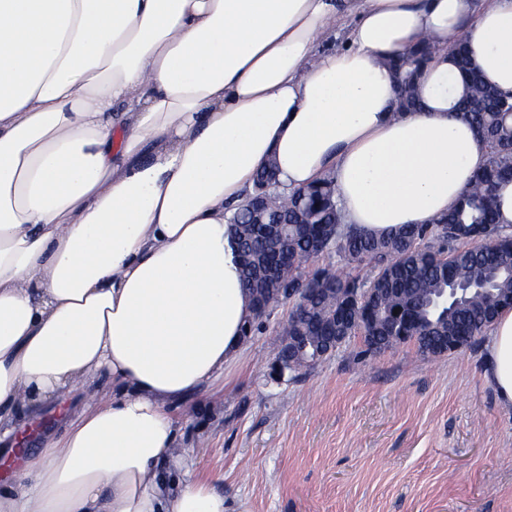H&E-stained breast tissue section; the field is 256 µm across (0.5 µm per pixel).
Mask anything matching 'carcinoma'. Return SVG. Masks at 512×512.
I'll return each instance as SVG.
<instances>
[{"label": "carcinoma", "instance_id": "carcinoma-1", "mask_svg": "<svg viewBox=\"0 0 512 512\" xmlns=\"http://www.w3.org/2000/svg\"><path fill=\"white\" fill-rule=\"evenodd\" d=\"M434 52V45L423 40L407 56L390 62L409 105L418 102L416 81ZM460 78L463 88L453 110L478 135L491 140L494 148L470 190L432 224L381 235L346 224L334 200L330 175L311 185L300 205L283 201L278 185L268 189L269 213L288 222V235L277 244L265 241L261 225L248 223L249 202L231 214V245L250 305L280 303L263 292L265 288L318 285L305 314L299 318L290 314L281 324V336H300L305 347V363L296 364L294 371L321 362L322 342L336 335L331 315L341 311L342 301L357 288L377 286L385 292L373 300L370 319L360 327H349L348 336H362L370 348L380 341L384 351L394 348L400 336L399 342L414 344L426 356H438L442 333L461 336L468 345L486 332L501 309L512 307V299L498 298L503 289L512 293V235L498 228L495 213L496 188L501 180L512 179V123L499 120L497 88L485 84L476 67L465 70ZM300 224L333 225L321 255L368 262L372 275L361 280L327 267H312L311 261L298 256L309 247L299 234ZM478 227L493 233L492 248L476 246L472 229ZM484 283L490 284L493 293L478 290ZM466 285L470 287L466 297L452 305L446 301L448 289ZM396 309L402 317L394 316Z\"/></svg>", "mask_w": 512, "mask_h": 512}]
</instances>
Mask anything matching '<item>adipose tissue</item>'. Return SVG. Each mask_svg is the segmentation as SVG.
<instances>
[{"instance_id":"ef3b65f1","label":"adipose tissue","mask_w":512,"mask_h":512,"mask_svg":"<svg viewBox=\"0 0 512 512\" xmlns=\"http://www.w3.org/2000/svg\"><path fill=\"white\" fill-rule=\"evenodd\" d=\"M457 37L512 91V0H0V411L119 388L34 455L0 425V512H226L167 406L242 354L229 210L272 159L290 190L333 173L357 227L441 217L489 158L450 113ZM423 38L425 108L395 114L384 62ZM484 351L512 410V309Z\"/></svg>"}]
</instances>
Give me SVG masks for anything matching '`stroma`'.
<instances>
[{
    "label": "stroma",
    "instance_id": "35a3bbf8",
    "mask_svg": "<svg viewBox=\"0 0 512 512\" xmlns=\"http://www.w3.org/2000/svg\"><path fill=\"white\" fill-rule=\"evenodd\" d=\"M276 306L221 379L169 405L194 478L227 512H512V412L482 377L485 337L421 355L355 336L271 376Z\"/></svg>",
    "mask_w": 512,
    "mask_h": 512
}]
</instances>
